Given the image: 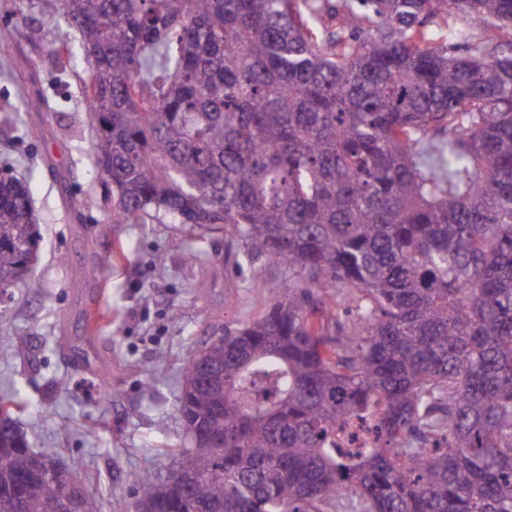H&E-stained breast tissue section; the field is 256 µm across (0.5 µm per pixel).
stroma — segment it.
Masks as SVG:
<instances>
[{
	"mask_svg": "<svg viewBox=\"0 0 512 512\" xmlns=\"http://www.w3.org/2000/svg\"><path fill=\"white\" fill-rule=\"evenodd\" d=\"M31 22L53 41L31 38ZM66 46L79 42L63 15L44 14L41 0H0V174L26 180L41 235L39 290L0 299V387L19 391L33 447L80 481L100 480L103 512H128L137 476L166 474L163 448L183 436L177 379L190 351L258 316L269 282L288 275L271 266L253 276L232 236L202 240L169 218L111 222L83 96L87 64L61 65ZM191 249L200 262L186 263ZM108 253L111 267L98 268Z\"/></svg>",
	"mask_w": 512,
	"mask_h": 512,
	"instance_id": "obj_1",
	"label": "stroma"
}]
</instances>
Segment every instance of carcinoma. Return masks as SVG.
Listing matches in <instances>:
<instances>
[{"label": "carcinoma", "instance_id": "cac0c4a2", "mask_svg": "<svg viewBox=\"0 0 512 512\" xmlns=\"http://www.w3.org/2000/svg\"><path fill=\"white\" fill-rule=\"evenodd\" d=\"M77 28L112 223L160 214L283 265L180 376L186 472L148 512H512V0H42ZM448 29L438 43L432 27ZM0 179V290L35 288ZM273 398L252 403L257 382ZM0 392V512H102ZM376 409L375 448L336 427Z\"/></svg>", "mask_w": 512, "mask_h": 512}]
</instances>
